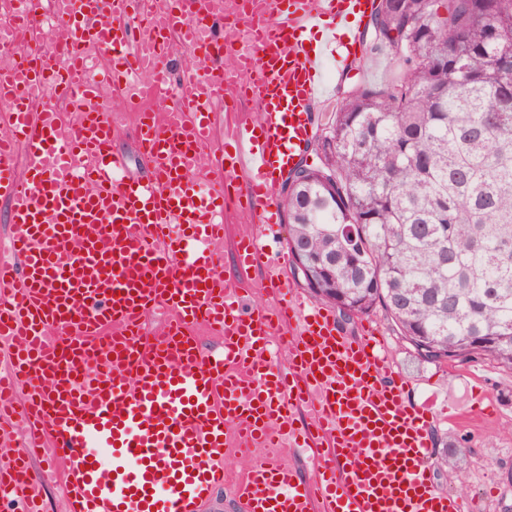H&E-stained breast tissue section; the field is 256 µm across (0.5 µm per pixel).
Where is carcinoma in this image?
<instances>
[{
    "label": "carcinoma",
    "instance_id": "obj_1",
    "mask_svg": "<svg viewBox=\"0 0 512 512\" xmlns=\"http://www.w3.org/2000/svg\"><path fill=\"white\" fill-rule=\"evenodd\" d=\"M378 0L321 167L288 174V241L319 300L382 308L424 361L512 370V0Z\"/></svg>",
    "mask_w": 512,
    "mask_h": 512
}]
</instances>
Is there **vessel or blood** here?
<instances>
[{
    "mask_svg": "<svg viewBox=\"0 0 512 512\" xmlns=\"http://www.w3.org/2000/svg\"><path fill=\"white\" fill-rule=\"evenodd\" d=\"M57 53L30 36L41 0L0 32L22 45L0 69V196L9 201L8 250L0 261V336L11 341L0 375V418L49 435L65 460L67 512H198L224 482L230 435L243 451L329 438L310 479L254 463L238 485L248 512H466L438 491L429 468L433 416L406 402L379 337L350 340L322 306L298 298L273 272L263 234L280 222L278 188L312 138V106L328 91L332 41L313 50L308 26H343L345 44L370 18L372 0H240L225 17L237 43L199 41L208 0H175L165 26L208 63L184 71L182 96L164 111L138 109L137 139L151 166L141 183L112 151L117 129L97 107L102 88L134 101L137 75L170 79L166 41L147 39L152 0H66ZM261 108L237 126L234 154L208 170L214 105L223 90ZM78 112L63 129L59 104ZM253 215L262 231L237 242L240 265L268 266L275 310H245L217 272L224 214ZM170 311L162 334L143 327ZM288 323V365L271 360L270 338ZM223 336L203 355L196 327ZM29 386L23 408L16 383ZM309 406L311 428L288 405ZM44 477L28 450L0 470V500L41 512Z\"/></svg>",
    "mask_w": 512,
    "mask_h": 512,
    "instance_id": "vessel-or-blood-1",
    "label": "vessel or blood"
}]
</instances>
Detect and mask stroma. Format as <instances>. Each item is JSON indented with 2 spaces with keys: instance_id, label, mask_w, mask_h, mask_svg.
Wrapping results in <instances>:
<instances>
[{
  "instance_id": "obj_1",
  "label": "stroma",
  "mask_w": 512,
  "mask_h": 512,
  "mask_svg": "<svg viewBox=\"0 0 512 512\" xmlns=\"http://www.w3.org/2000/svg\"><path fill=\"white\" fill-rule=\"evenodd\" d=\"M327 69L332 73L330 90L313 108V140L305 155L307 164L313 167L323 162L321 139L343 104L347 87L356 83L383 84L391 77L393 66L386 54L367 53L360 45L344 69H337L332 62ZM115 107L122 111L123 121L112 149L124 158L125 175L147 180L149 167L141 159L131 131L134 115L127 112L123 102H116ZM253 228L254 222L246 213L234 211L227 215L218 272L240 287L246 307L272 308L276 302L264 289L262 270L243 271L236 262L234 245ZM338 326L351 340L372 333L382 336L395 368L409 382L408 401L430 407L436 413L437 419L429 427L432 454L437 457L447 451L457 453L467 485L466 490H459L447 470L438 467L434 477L439 487L453 494L463 493L477 512H512V371L502 370L485 359L445 366L420 360L379 309L349 321L339 320ZM484 400L495 406L494 413L485 418L474 413ZM251 463V457L228 448L224 484L201 504L200 512H245L235 487Z\"/></svg>"
}]
</instances>
